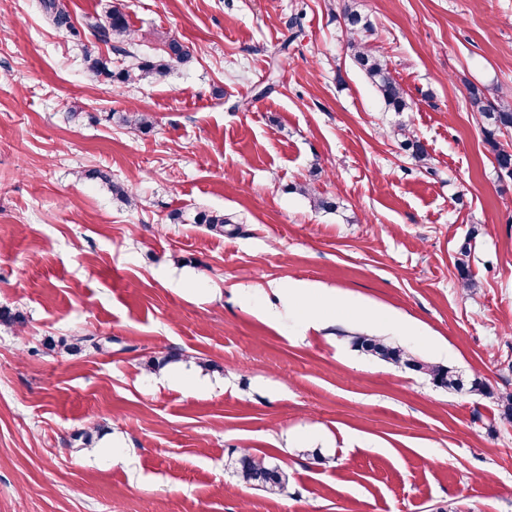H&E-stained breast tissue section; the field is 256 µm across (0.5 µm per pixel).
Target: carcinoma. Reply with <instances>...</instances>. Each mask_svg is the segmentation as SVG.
<instances>
[{"instance_id": "obj_1", "label": "carcinoma", "mask_w": 512, "mask_h": 512, "mask_svg": "<svg viewBox=\"0 0 512 512\" xmlns=\"http://www.w3.org/2000/svg\"><path fill=\"white\" fill-rule=\"evenodd\" d=\"M42 6L56 28L64 29L74 36L78 35L71 16L61 0H42ZM342 17L354 63L374 85L388 109L394 112L408 110L410 103L404 89L392 75L385 55L371 43V38L375 35L373 22L349 4L344 5ZM86 28L98 41L110 46L112 52L124 57L120 67L114 70L112 59L86 53L89 72L96 77L103 76L122 83L151 81L192 59L190 48L175 38L165 40L162 53L156 57L142 58L127 50L125 45L132 40V33L125 15L117 8L110 10L104 21L86 22ZM468 100L472 111L476 112L483 124L485 142L493 154L498 170L512 177V145L500 140L503 131L512 130V94L501 93L490 99L484 90L471 87ZM122 122L131 129L141 132L152 127L149 116L139 111L126 114L122 117ZM394 135L402 138V145L412 152L415 160L426 161L427 149L406 127H397L394 129ZM84 177L111 185L112 193L118 200L125 204L132 203V196L120 185L112 183L107 173L99 169H89L84 171ZM299 192L308 196L316 209L336 208L335 202L319 195L308 184L299 187ZM198 223L207 224L211 229L220 232L224 230V225L231 223V220L224 217L221 212L210 211L200 214ZM352 344L383 361L421 372L438 386L455 392L464 390L462 380L452 367L421 361L404 348L380 336L357 335L352 337ZM235 469L244 483L256 486L269 495L281 494L287 488L288 478L283 469L250 452L235 460Z\"/></svg>"}]
</instances>
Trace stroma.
<instances>
[{"label": "stroma", "instance_id": "1", "mask_svg": "<svg viewBox=\"0 0 512 512\" xmlns=\"http://www.w3.org/2000/svg\"><path fill=\"white\" fill-rule=\"evenodd\" d=\"M39 2L0 0V308L27 317L0 325V512H512L494 399L512 392V178L468 103L472 85L512 91V0H357L399 113L351 60L346 0H65L77 37ZM114 7L139 55L173 36L193 60L94 77L86 54L108 50L82 26ZM134 110L147 132L122 122ZM215 210L220 234L194 221ZM289 282L417 333L292 330L242 298L287 309L270 287ZM357 333L488 392L355 350ZM244 450L287 473L283 495L241 481Z\"/></svg>", "mask_w": 512, "mask_h": 512}]
</instances>
